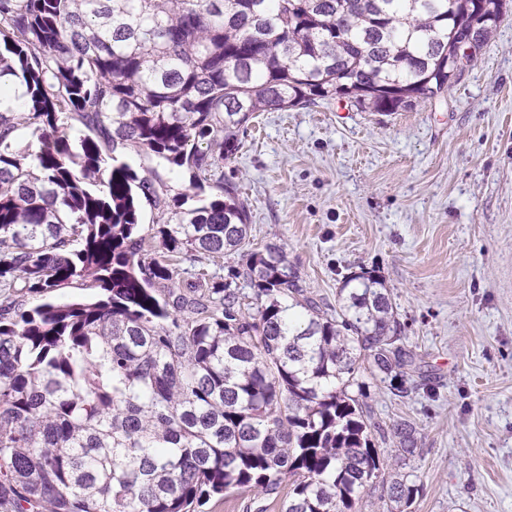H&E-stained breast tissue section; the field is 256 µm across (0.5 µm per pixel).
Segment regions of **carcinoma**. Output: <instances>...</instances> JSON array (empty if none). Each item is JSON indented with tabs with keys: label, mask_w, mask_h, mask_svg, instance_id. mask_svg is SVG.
<instances>
[{
	"label": "carcinoma",
	"mask_w": 512,
	"mask_h": 512,
	"mask_svg": "<svg viewBox=\"0 0 512 512\" xmlns=\"http://www.w3.org/2000/svg\"><path fill=\"white\" fill-rule=\"evenodd\" d=\"M504 5L0 0V79L24 88L22 111L0 108V512H196L249 492L266 512L285 486L283 512H365L387 462L367 379L408 392V323L373 271L332 306L285 245L252 246L224 161L256 112L428 103L422 80L487 45ZM128 146L187 170L198 204L118 161ZM89 277L98 298L49 301ZM392 438L416 453L413 424ZM419 492L402 476L387 512Z\"/></svg>",
	"instance_id": "obj_1"
}]
</instances>
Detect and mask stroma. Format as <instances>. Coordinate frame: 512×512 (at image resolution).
Instances as JSON below:
<instances>
[{"instance_id": "1", "label": "stroma", "mask_w": 512, "mask_h": 512, "mask_svg": "<svg viewBox=\"0 0 512 512\" xmlns=\"http://www.w3.org/2000/svg\"><path fill=\"white\" fill-rule=\"evenodd\" d=\"M250 208L251 241L286 244L310 294L376 271L427 388L387 385L368 404L419 452L410 512H512V0L482 55L435 103L391 115L333 100L258 113L224 163ZM418 432L410 422L400 421L392 426V438L396 443L398 455L406 459L414 456L418 449Z\"/></svg>"}]
</instances>
